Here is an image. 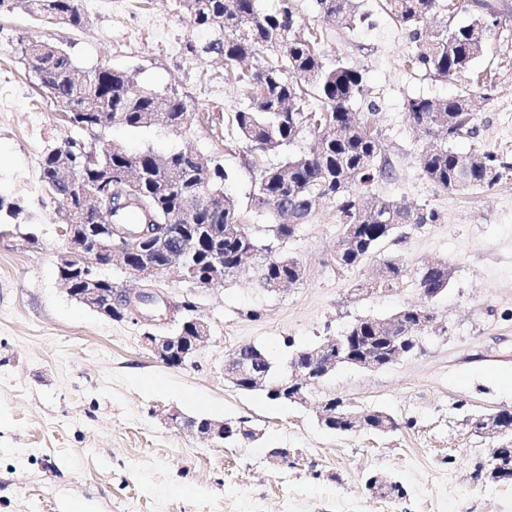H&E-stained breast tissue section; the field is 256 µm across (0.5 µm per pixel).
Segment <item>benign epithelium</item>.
Instances as JSON below:
<instances>
[{"label":"benign epithelium","mask_w":512,"mask_h":512,"mask_svg":"<svg viewBox=\"0 0 512 512\" xmlns=\"http://www.w3.org/2000/svg\"><path fill=\"white\" fill-rule=\"evenodd\" d=\"M76 195L86 201L84 216L89 237L76 241L72 237V225L66 224L61 230L63 245L57 251V264L69 266L80 273V285L76 300L105 318L118 316L137 325L141 330L142 345L154 358L169 367L186 368L197 365L200 348L211 338V324L197 314L194 303L184 300L175 301L163 288L155 287L162 269L152 264L146 253L151 246L174 244L170 249V263L186 268L182 279L196 288L212 289L224 284V255L222 248L214 247L210 260L204 271L188 265V256L194 245L180 241L181 224L193 221L197 212L213 210L217 201L208 193L196 195L193 204L180 214V223L154 224L152 216H147L144 224H131L124 228L117 224H103L101 220L110 216L112 211V194L108 186L99 185V191L87 190L85 185L77 183L73 187ZM121 257L124 270L141 282L139 288H100L103 279L102 270L112 266V261ZM403 314L397 313L389 318L375 319V329L380 335H387L391 340L389 353L384 361H378L371 355L354 360L356 366L366 369H380L390 365L414 351L421 339L420 333L402 326ZM195 325V335L184 336V325ZM336 337L328 336L317 347L312 348V358L322 366L321 378H326L336 368ZM224 380L232 386L246 377L255 390H281L271 383L272 377L265 368L251 370L246 360L236 353L222 366ZM282 378L290 387L316 385L317 379H310V374L302 370L294 358L288 359L287 369ZM285 398L294 404L314 406L319 424H324L326 404L323 401L311 403V399L299 393L290 395L283 391ZM167 423L180 430L210 443L224 444L231 437L230 426L222 420L208 419L202 422L190 420L179 411L165 416ZM475 432L482 438L499 439L503 431L495 421V415L485 414L473 423ZM500 467L496 453H490L482 463L479 482L497 480ZM366 489L376 497H386L384 489L390 487L386 474L378 473L365 481Z\"/></svg>","instance_id":"obj_1"}]
</instances>
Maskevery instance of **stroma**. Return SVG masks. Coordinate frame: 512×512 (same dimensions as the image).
<instances>
[{"mask_svg":"<svg viewBox=\"0 0 512 512\" xmlns=\"http://www.w3.org/2000/svg\"><path fill=\"white\" fill-rule=\"evenodd\" d=\"M493 2L502 33L476 63L494 74L487 96L466 80L408 68L413 44L381 0H357L368 19L353 30L326 22L315 0H294L299 26L327 30L324 57L364 77L367 94L352 109L370 117L396 169L372 194L436 209L441 219L402 227L367 261L341 268L336 204L322 202L295 237L276 246L304 270L300 283L278 293L258 281L260 254L213 290L161 274L170 296L192 300L213 327L197 367L185 369L157 361L138 326L101 317L61 286V219L39 163L72 130L21 49L31 40L58 42L79 69L117 67L140 87L178 92L195 113L186 133L116 127L112 140L134 151L189 148L222 164L231 175L225 190L259 240L268 239L273 217L255 205V187L261 167L279 154L258 157L239 143L233 115L244 98L225 79L223 62L186 52L197 32L175 0H83L87 20L79 29L0 12V84L16 90L12 108L0 112V197L23 209L0 223V512H512L504 485L473 484L491 443L463 421L512 411V174L489 190L435 187L417 169L425 136L404 109L410 97L470 94L477 133L454 147L512 157V0ZM386 259L408 268L403 283L351 299L353 285L368 283ZM433 261L445 262L449 274L447 292L432 304L439 331L385 368L338 367L314 391L318 400L335 396L383 410L397 430L339 435L319 427L312 409L225 382L222 365L240 345L263 348L281 371L287 343L317 346L358 319L420 303L415 271ZM173 408L217 420L246 417L261 437L213 446L166 424ZM271 448L299 455L275 466ZM379 472L403 484L402 502L368 495L365 480Z\"/></svg>","mask_w":512,"mask_h":512,"instance_id":"35a3bbf8","label":"stroma"}]
</instances>
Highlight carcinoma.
<instances>
[{
    "label": "carcinoma",
    "mask_w": 512,
    "mask_h": 512,
    "mask_svg": "<svg viewBox=\"0 0 512 512\" xmlns=\"http://www.w3.org/2000/svg\"><path fill=\"white\" fill-rule=\"evenodd\" d=\"M385 7L400 26L409 31L415 51L411 66L442 80H457L472 69L483 55L488 41L496 35L499 20L492 8L474 16L468 23L455 21L459 6L455 0H384ZM321 16L351 28L366 18L355 0H316ZM176 7L191 13L197 28L206 33L200 42H187L185 49L195 57H220L233 75L247 105L235 112L239 139L245 148L258 154L273 153L309 131L314 146L300 154L261 169L255 203L273 215L274 237L288 239L306 223L317 201L336 202V218L342 224L341 238L351 240L350 247L339 253L336 263L348 268L360 264L380 240L403 224H436L440 214L433 208H410L401 203L354 193L366 189L375 179L395 175L389 161L382 157L378 132L358 122L351 104L364 97L362 73L341 60L330 64L316 49L319 31L296 27L292 0L262 11L257 0H179ZM0 8H20L40 22L81 27L86 20L80 0H0ZM439 10L447 12L442 29L432 37L423 35L427 19ZM28 70L66 103L68 123L75 132H89L102 142L114 127L146 128L155 112L166 116L164 123L188 128L194 119L191 107L178 95L161 96L135 89L133 77L120 70L99 67L81 71L70 55L57 43L32 41L23 50ZM249 58H262L261 69H239ZM405 111L414 129L428 138L420 153L418 168L427 181L449 193L471 189H490L507 173L512 162L497 150L483 147L457 151L447 142L476 134L475 116L469 96L429 99L411 97ZM77 141L71 138L70 169L60 171L58 159L45 154L40 162V178L54 203L70 205V223L83 224L79 203L73 199L70 181H91L95 169L112 166V178L122 189L137 195L140 202L126 214L143 218L147 205L161 224L170 223L175 213L205 187L219 200L220 211L202 212L186 225L187 242L224 243L227 278L244 268L241 258L243 239L249 232L243 223L237 201L226 193L228 173L221 164L204 160L192 151L160 153L152 148L129 154L104 152L98 165H85ZM405 269L386 260L382 263L380 287L394 288ZM260 280L285 282L293 287L301 281L298 262L286 256L271 257L260 268ZM448 276L444 263L434 264L417 273L427 288H439ZM355 337L353 349L369 348L382 355L389 345L380 339L366 344L371 330L358 320L345 332ZM497 454L501 463L500 482L512 483V429L500 439Z\"/></svg>",
    "instance_id": "cac0c4a2"
}]
</instances>
